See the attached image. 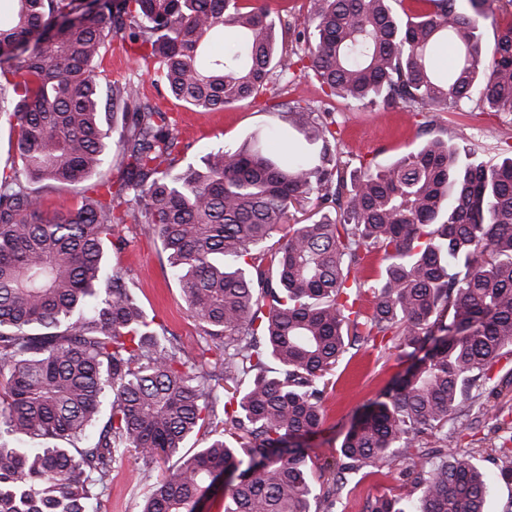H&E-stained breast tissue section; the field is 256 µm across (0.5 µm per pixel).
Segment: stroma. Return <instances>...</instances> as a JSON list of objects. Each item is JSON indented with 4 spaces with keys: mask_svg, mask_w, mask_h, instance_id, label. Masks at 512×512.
Masks as SVG:
<instances>
[{
    "mask_svg": "<svg viewBox=\"0 0 512 512\" xmlns=\"http://www.w3.org/2000/svg\"><path fill=\"white\" fill-rule=\"evenodd\" d=\"M101 81L129 79L139 83L145 94L160 108L171 112L183 143L188 144L187 160L199 159L213 147H230L263 138L274 132L300 151L308 146L288 122L285 102L304 98L319 104L323 94L311 77L297 72L281 80L280 94L245 100L220 112H197L178 105L168 95L158 93L153 66L129 61L120 43L107 46L98 65ZM339 141L340 159L347 170L381 168L417 150L428 140L442 138L474 149L480 158L496 162L512 146V114H493L478 109L476 103L449 105L443 112L415 115L403 110L364 108L342 99L331 107ZM121 233L129 242L123 250L109 249L113 267L128 271L142 306L157 323L167 326L181 344L191 351L201 346V330L188 314L176 280L171 276L160 242L145 235L141 225L125 224ZM395 342L372 349H348L333 372V388L325 398L326 419L307 444L316 454L314 475L326 486L332 475L326 460L337 457L344 434L366 411L369 404L404 369ZM512 427V386L502 390L487 404L485 415L473 423L460 425L459 445L463 448H493L504 428ZM425 459L411 450L391 468L376 471L367 467L351 474L335 504L320 502L318 512H365L368 502L381 495L401 491L399 474L418 470ZM139 462L124 458L112 473V486L101 504V512H138L146 488L137 480Z\"/></svg>",
    "mask_w": 512,
    "mask_h": 512,
    "instance_id": "1",
    "label": "stroma"
}]
</instances>
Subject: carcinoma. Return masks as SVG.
<instances>
[{"mask_svg": "<svg viewBox=\"0 0 512 512\" xmlns=\"http://www.w3.org/2000/svg\"><path fill=\"white\" fill-rule=\"evenodd\" d=\"M11 2L0 21V83L12 89L0 116L16 158L0 170V512H97L131 450L148 486L141 512H195L229 469L239 481L224 512H312L344 472L390 465L423 436L432 447L401 473L406 493L367 512H485L481 450L451 443L455 420L498 395L489 372L512 353V157L488 165L433 138L349 180L331 113L298 99L288 117L312 155L220 145L178 167L189 145L176 120L139 85L102 82L96 63L116 38L200 111L275 97L300 62L326 96L361 105L437 112L475 99L511 113L512 22L491 0H414L404 20V0H309L299 24L267 0ZM227 30L234 45L210 53ZM112 166L115 181L102 176ZM34 184L82 195L49 211ZM305 201V222L287 224ZM128 220L160 240L201 352L148 318L108 262L106 245H128ZM389 335L407 368L346 432L321 493L301 440L325 421L324 377L347 347ZM200 432L211 440L185 448ZM29 438L50 444L22 447ZM486 460L512 480V455Z\"/></svg>", "mask_w": 512, "mask_h": 512, "instance_id": "carcinoma-1", "label": "carcinoma"}]
</instances>
